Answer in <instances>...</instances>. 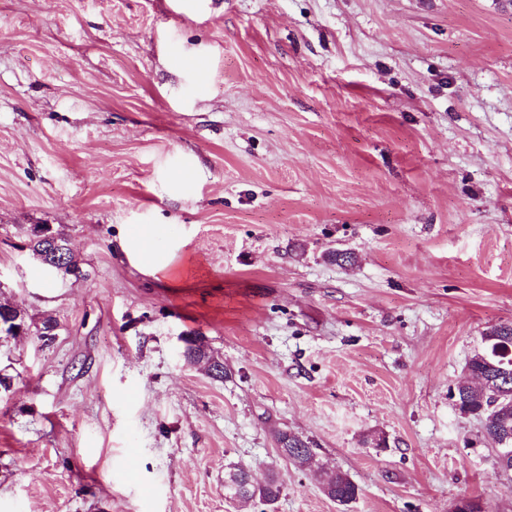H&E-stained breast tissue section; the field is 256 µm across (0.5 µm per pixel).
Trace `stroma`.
Segmentation results:
<instances>
[{"mask_svg":"<svg viewBox=\"0 0 512 512\" xmlns=\"http://www.w3.org/2000/svg\"><path fill=\"white\" fill-rule=\"evenodd\" d=\"M0 301L33 327L0 339V512H512L448 395L512 322V0H0ZM233 464L279 499H227ZM48 228L49 230H52L53 234L58 239V242L61 244V246H69L68 240L59 232L54 231L53 228L51 229L46 224H33L29 226L27 229L28 232V239H27V247L33 257L37 259L41 265L48 271H55L57 273H62L63 275H73L75 277H79L80 270L78 261L75 257H72L68 255L67 252L60 251L59 263L54 262L53 257H49L48 255H44L43 253V242L39 239L37 231L41 228ZM49 233V231L44 230L42 232V240L47 242V247L52 250L54 249L57 253L59 248V245L57 244L54 235ZM65 256V259L62 261V257ZM165 224H132L120 238V249L128 262L138 271L168 278L174 276L173 261L179 250ZM140 228L143 231L139 232ZM165 242L163 249L158 245ZM183 358L187 363H199L203 359H211L214 361L212 368L215 373L210 376L216 380L224 379V361L219 363L216 361L218 356H215L208 348L205 340L200 336H188L186 339V346L182 351ZM280 448H288V455L284 457L295 466L301 467L306 461L313 462L315 452L307 441L295 433H280L278 437ZM322 485L327 486L329 493L326 495L341 505H347L356 500L359 494L358 486L342 471H332L325 474Z\"/></svg>","mask_w":512,"mask_h":512,"instance_id":"1","label":"stroma"}]
</instances>
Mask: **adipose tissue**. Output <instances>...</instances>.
<instances>
[{
  "label": "adipose tissue",
  "instance_id": "obj_1",
  "mask_svg": "<svg viewBox=\"0 0 512 512\" xmlns=\"http://www.w3.org/2000/svg\"><path fill=\"white\" fill-rule=\"evenodd\" d=\"M120 248L128 262L144 274L168 278L176 273L173 261L178 246L171 241L167 225L128 227L120 238Z\"/></svg>",
  "mask_w": 512,
  "mask_h": 512
}]
</instances>
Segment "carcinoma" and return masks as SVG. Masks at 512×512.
Masks as SVG:
<instances>
[{"label": "carcinoma", "instance_id": "obj_1", "mask_svg": "<svg viewBox=\"0 0 512 512\" xmlns=\"http://www.w3.org/2000/svg\"><path fill=\"white\" fill-rule=\"evenodd\" d=\"M41 224H33L27 229V247L33 257L48 271L64 275L79 276L80 270L76 258L68 253H60L63 260L54 262V258L43 253L42 241L37 231ZM26 324L25 316L17 308L8 303H0V335H13V328ZM485 348L475 353L466 363L467 378L459 381L454 390L449 392L450 398L458 402L460 412L478 419L481 423L483 436L499 444L503 439L512 443V355L508 354L507 346H512V323H504L491 328L482 336ZM183 358L190 364L203 359L213 360L212 378L224 379V364L217 362L200 336H189L183 349ZM279 445L288 449L286 459L300 467L305 462L315 459V452L310 442L294 433H281ZM323 485L327 486V497L341 505L356 500L358 486L342 471L325 474ZM282 491V482L275 476L270 477L263 486L258 488L259 499L273 503Z\"/></svg>", "mask_w": 512, "mask_h": 512}]
</instances>
